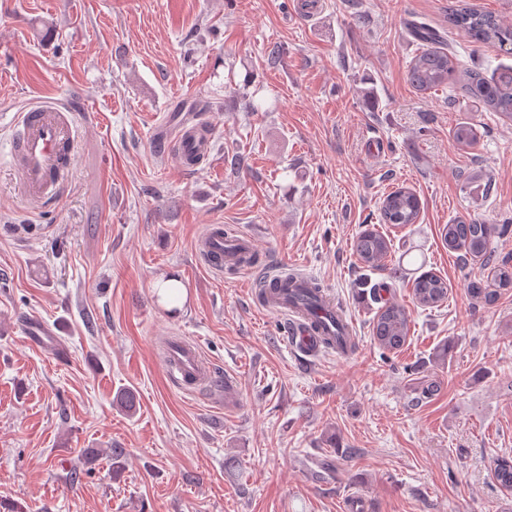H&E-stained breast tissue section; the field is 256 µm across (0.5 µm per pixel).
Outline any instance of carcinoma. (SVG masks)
<instances>
[{
  "label": "carcinoma",
  "mask_w": 512,
  "mask_h": 512,
  "mask_svg": "<svg viewBox=\"0 0 512 512\" xmlns=\"http://www.w3.org/2000/svg\"><path fill=\"white\" fill-rule=\"evenodd\" d=\"M448 26L466 34L470 41L492 44L512 52V22L497 14L477 8L467 2L448 5ZM413 37L422 42L424 49L416 54L408 65V79L420 92L439 88L458 89L484 110L497 112L512 119V69L493 78H487L481 69L464 66L456 55L442 46L443 36L422 23H412ZM457 144L473 145L477 130L470 123L459 124L453 133ZM421 210V201L413 190L398 186L387 192L379 206V217L384 224H415ZM508 225L501 226L485 221L459 219L443 225L440 237L448 251L459 254L464 260L484 258L492 261L489 251L492 237L502 236ZM354 254L364 268L377 269L390 253V239L376 230H365L353 241ZM512 288V266L502 260L494 267L492 281L473 280L467 285L470 297L477 303L489 304L500 291ZM449 286L442 276L427 271L415 278L412 286L413 301L425 308H437L448 300ZM326 296L317 281H310L304 288L288 290V306L301 312L317 315L319 303ZM410 332V320L404 306L386 302L376 312L372 323V338L382 350L396 352L406 343ZM324 344L341 354L355 350V337L343 323L341 309H336V335L327 336ZM493 476L499 487L512 489V454L504 452L493 459Z\"/></svg>",
  "instance_id": "obj_1"
}]
</instances>
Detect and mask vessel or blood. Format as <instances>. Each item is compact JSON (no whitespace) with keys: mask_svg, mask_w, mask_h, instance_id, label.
Instances as JSON below:
<instances>
[{"mask_svg":"<svg viewBox=\"0 0 512 512\" xmlns=\"http://www.w3.org/2000/svg\"><path fill=\"white\" fill-rule=\"evenodd\" d=\"M208 128L205 118L191 114L179 121L172 131L158 136L154 147L163 153L174 152L184 168L196 169L211 151ZM78 142L77 124L70 106L45 101L21 113L16 121L10 156L17 167L18 190L28 205L41 208L59 200ZM199 248L220 255V262L213 265L214 270L220 272L224 267L239 265L241 258L251 253L252 244L245 236L229 238L210 233L201 240ZM289 314V346L302 356H318L323 350L322 333L315 329L313 318ZM167 366L171 381L179 385L185 384L190 375L199 381L205 377L199 352L192 346H174Z\"/></svg>","mask_w":512,"mask_h":512,"instance_id":"obj_1","label":"vessel or blood"}]
</instances>
